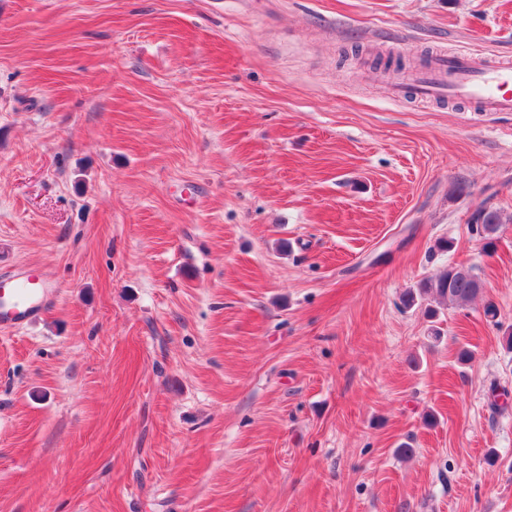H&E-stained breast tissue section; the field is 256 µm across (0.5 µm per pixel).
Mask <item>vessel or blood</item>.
Returning <instances> with one entry per match:
<instances>
[{
  "label": "vessel or blood",
  "instance_id": "1",
  "mask_svg": "<svg viewBox=\"0 0 512 512\" xmlns=\"http://www.w3.org/2000/svg\"><path fill=\"white\" fill-rule=\"evenodd\" d=\"M412 94L421 100L454 98L482 112H512V60H478L466 50L433 56L426 72L414 76ZM55 288L27 270L0 273V330L31 326L44 312Z\"/></svg>",
  "mask_w": 512,
  "mask_h": 512
}]
</instances>
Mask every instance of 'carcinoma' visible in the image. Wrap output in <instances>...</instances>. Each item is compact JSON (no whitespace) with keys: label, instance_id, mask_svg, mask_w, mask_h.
Instances as JSON below:
<instances>
[{"label":"carcinoma","instance_id":"obj_1","mask_svg":"<svg viewBox=\"0 0 512 512\" xmlns=\"http://www.w3.org/2000/svg\"><path fill=\"white\" fill-rule=\"evenodd\" d=\"M509 221L500 210L485 203L480 204L471 214L468 227L483 241V249L487 252L495 249L497 233L502 224ZM483 292L480 277L471 267L450 265L436 277L423 279L417 287L408 289L403 296L404 305L412 308L427 296L434 298L436 307L427 308L430 318L438 315L440 307H463Z\"/></svg>","mask_w":512,"mask_h":512}]
</instances>
